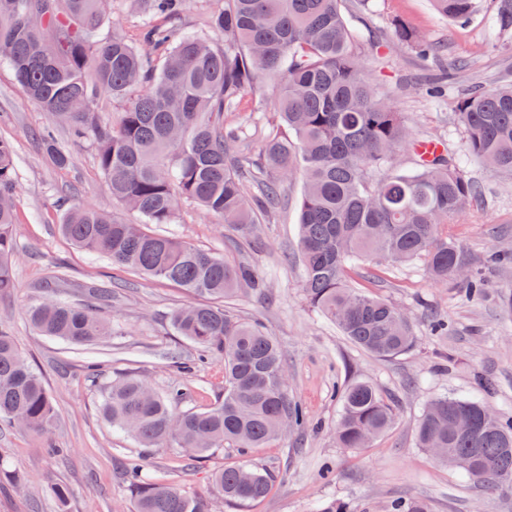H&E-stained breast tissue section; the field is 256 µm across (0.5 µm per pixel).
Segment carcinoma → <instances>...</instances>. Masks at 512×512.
Masks as SVG:
<instances>
[{"instance_id": "obj_1", "label": "carcinoma", "mask_w": 512, "mask_h": 512, "mask_svg": "<svg viewBox=\"0 0 512 512\" xmlns=\"http://www.w3.org/2000/svg\"><path fill=\"white\" fill-rule=\"evenodd\" d=\"M340 0H224L210 12L209 28L224 34V48L201 34H183L189 0H154L165 23L149 25L143 46L163 57L153 69L145 53L118 31L103 40L99 29L111 0H0V59L11 67L28 98L90 137L112 200L137 212L130 224L104 211L72 203L60 224L77 247L119 267L171 282L189 294L227 298L241 289L261 290L262 279L247 262L223 257L177 237L155 233L172 224L184 203H194L224 224L242 230L256 212L275 211L285 183L300 179V262L306 299L333 321L343 336L383 359L411 351L417 337L407 316L388 301L352 288L346 269L364 259L392 264L423 262L439 282L465 283L468 294L483 287L479 270L512 263V252L491 251L475 261L444 232L449 219L482 197L464 174L474 160L494 174L512 176V76L496 86L460 90L456 116L465 132V153H440L413 172L397 170L375 179L401 145L415 144L394 110L364 72ZM454 21L469 19L475 0H432ZM496 25L512 33V0H497ZM400 42L426 56L438 49L417 31L398 24ZM276 80L275 131L251 138L226 120L258 79ZM453 74L426 87L437 98ZM106 95L121 106L111 120L97 102ZM40 140L53 164L69 163L50 134ZM13 145L0 139V293L15 287L17 258L11 196L15 189ZM81 303L53 297L36 304L28 321L41 336L90 346L112 335L98 311L112 307L110 282L85 287ZM174 333L220 356L224 399L205 409L177 410L183 387L157 393L125 374L104 386L100 410L116 430L143 448L175 444L192 465L214 448L235 444L242 455L275 439L286 424L304 422L290 397L277 342L256 322L225 308L192 303L170 317ZM477 400L440 395L424 408L419 447L440 463L453 459L478 487L512 485V421L486 415ZM41 435L55 425L53 399L41 377L0 326V422ZM396 420V409L367 382L342 395L336 425L340 448L367 447ZM135 512H209L175 486L142 479L143 462L128 464ZM214 483L225 506L265 498L271 477L245 463L217 472ZM388 512H430L418 498L393 500Z\"/></svg>"}]
</instances>
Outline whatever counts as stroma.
<instances>
[{"label": "stroma", "mask_w": 512, "mask_h": 512, "mask_svg": "<svg viewBox=\"0 0 512 512\" xmlns=\"http://www.w3.org/2000/svg\"><path fill=\"white\" fill-rule=\"evenodd\" d=\"M496 5V0H478L471 20L460 24L437 13L431 0H340L368 77L402 113L414 139L442 143L452 154L464 146L455 93L439 101L426 94L438 71H456L458 61L465 59L469 70L457 72L462 84L488 85L512 73V39L499 36L494 27ZM152 19L148 0L135 5L112 0V21L102 32L116 29L134 42ZM399 21L441 45L439 60L420 58L400 42L394 32ZM274 108V82L264 78L229 118L252 134L267 129ZM45 129L53 130L67 148L68 168H56L44 152L36 134ZM0 139L12 142L16 153L18 244L15 286L0 294V322L41 373L56 407L49 438L0 424V459L22 479L17 487L0 479V512H134V493L124 472L133 456L146 458L147 482L175 484L186 496L207 500L212 512H321L336 501L348 503L351 512H381L396 497L422 498L431 512H512V487L483 492L458 471L437 463L416 441L425 404L440 394L483 400L501 418L512 420V312L501 303L502 292L512 286V267L487 269L482 293L474 298L467 297L462 282H434L419 264L370 260L348 268L353 288L394 303L413 323L415 348L385 360L351 343L305 299L298 262L299 182L288 185L281 210L260 217L248 236L195 204H183L163 233L231 262H250L263 275L266 295L243 292L227 307L239 318L261 323L276 339L289 393L305 412L301 429L287 428L267 447L244 457L228 444L187 468L179 448H143L114 432L98 403L99 384L125 373L137 375L157 392L184 383L187 409L206 408L223 398L219 359L175 336L169 326L170 314L187 302V294L138 270L115 267L60 233L65 204L72 200L134 223L139 217L113 201L95 164L92 141L72 139L66 126L52 123L4 62ZM465 172L483 185L484 199L453 219L449 235L477 258L493 249L512 250V177L490 173L476 162ZM57 272L65 277V296L74 302L88 283L112 278L121 283L116 305L104 312L112 320L107 342L76 347L37 335L29 325L28 309L45 297L41 281ZM434 314L447 319V335H431ZM486 372L498 380L490 395L478 384ZM357 381L374 385L393 401L398 416L370 447L351 450L337 447L334 429L341 393ZM53 445L60 447V455L50 454ZM243 461L270 474L273 487L265 499L231 509L212 475ZM59 487L68 491L63 505L54 494Z\"/></svg>", "instance_id": "stroma-1"}]
</instances>
